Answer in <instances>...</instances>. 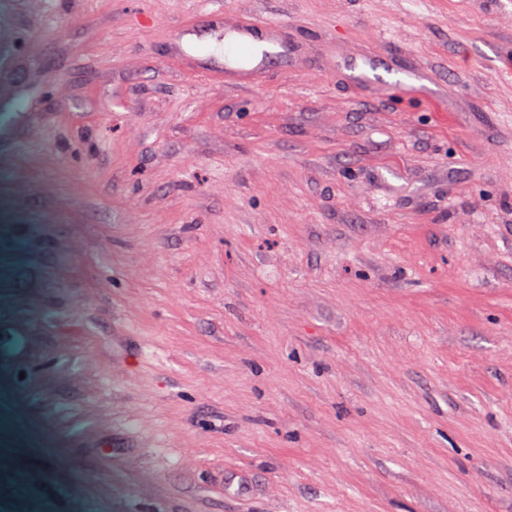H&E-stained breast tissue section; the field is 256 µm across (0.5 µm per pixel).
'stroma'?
<instances>
[{
	"label": "stroma",
	"instance_id": "obj_1",
	"mask_svg": "<svg viewBox=\"0 0 512 512\" xmlns=\"http://www.w3.org/2000/svg\"><path fill=\"white\" fill-rule=\"evenodd\" d=\"M499 3L0 0V512H512ZM284 25L277 21H270L257 18L244 19L232 25L228 33L224 32V37L231 36L233 39L229 41L230 48L248 49L251 39L257 30H260L267 42L280 46L284 51L288 50V43L283 37Z\"/></svg>",
	"mask_w": 512,
	"mask_h": 512
}]
</instances>
